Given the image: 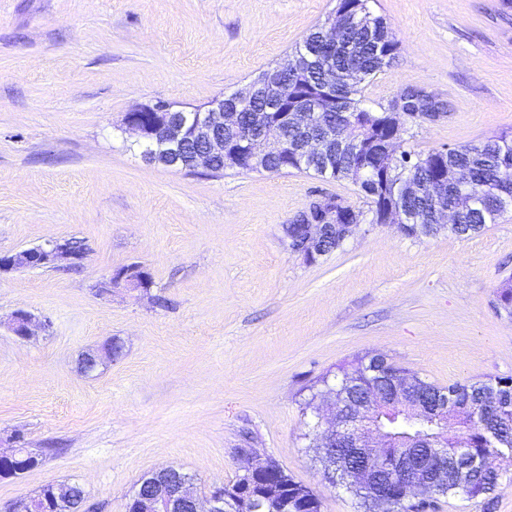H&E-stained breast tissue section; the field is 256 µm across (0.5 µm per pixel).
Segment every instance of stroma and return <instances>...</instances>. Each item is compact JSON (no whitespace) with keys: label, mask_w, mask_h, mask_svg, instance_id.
Masks as SVG:
<instances>
[{"label":"stroma","mask_w":512,"mask_h":512,"mask_svg":"<svg viewBox=\"0 0 512 512\" xmlns=\"http://www.w3.org/2000/svg\"><path fill=\"white\" fill-rule=\"evenodd\" d=\"M336 0H0V254L78 242L79 265L0 273V450L36 467L0 476V506L77 482L92 512H126L168 466L199 493L231 482L239 451L276 460L321 512H361L323 477L304 409L326 373L380 354L432 383L512 378V211L481 233L411 238L363 221L306 262L283 227L312 202L360 207L349 182L303 172L216 175L144 162L127 112L190 111L281 62ZM399 41L365 83L376 111L419 91L444 106L404 117L412 153L512 133V0H371ZM137 264L147 292L108 289ZM31 313L28 340L8 328ZM123 355L87 377L108 338ZM492 501L427 499L422 512H512V457ZM111 341L112 339L107 344H105L103 348V345H101V347L91 351H87L82 355L80 362L81 370L85 375L92 376L94 373L97 372L94 370L97 368L98 365H102L106 361L112 362V360L109 359L107 356V348ZM111 350L112 356L119 355V353L122 350V345L116 342L115 338H113Z\"/></svg>","instance_id":"stroma-1"}]
</instances>
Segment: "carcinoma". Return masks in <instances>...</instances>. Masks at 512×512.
<instances>
[{"label": "carcinoma", "instance_id": "obj_1", "mask_svg": "<svg viewBox=\"0 0 512 512\" xmlns=\"http://www.w3.org/2000/svg\"><path fill=\"white\" fill-rule=\"evenodd\" d=\"M370 0H345L344 13L337 18L343 27L342 38L336 52L319 53L321 26L309 31L284 62L269 67L258 75L262 82L274 77L288 80L295 74L297 80V104L302 107L319 109L323 122L344 128L356 143L367 145L379 137H390L404 130H395L386 123L385 115L372 113L370 123L356 119L363 111L361 84L373 79L390 67L398 50L399 42L389 23L371 11ZM335 69L342 81L336 86L333 100H323L317 86L322 79V69ZM408 103L414 104L412 111L421 112L426 104L440 112L443 105L427 101V95L411 91L405 96ZM243 120L275 139L288 145V155L294 154L302 133L278 123L277 111L265 100L256 101L243 113ZM330 164L318 162L312 167H302L300 171L317 177L336 181L348 180L358 186L364 194L371 212L390 202L404 212L416 217L418 224H438L441 222L435 208L439 202L432 198L429 185L438 176L447 172H464L468 175L467 187L460 188L448 184L444 201L455 209L458 223L448 225V232L457 237H468L481 232L486 225L497 223L498 219L512 207V135L501 134L479 144H464L453 148L430 151L417 158L403 152V158L396 170L386 174L385 183L374 186L361 180L358 175L362 166L383 167V158L372 151L364 156L361 152L341 151L336 144L328 147ZM290 169L287 155L274 153L267 157L257 172L279 173ZM334 212L329 221L336 224H354L362 210L334 197ZM366 369L365 358L358 359L352 369L340 370L334 376L320 380L323 389L314 392L305 402V408L316 410L315 399L329 391L343 386L346 380ZM426 387L436 391L454 394V402L441 412L433 424L426 426V435L433 438L435 448H471L483 456H492L504 451L512 452V378H495L472 383H453L446 387L426 383ZM381 423L390 433L388 447L381 449L370 458H362L340 447L335 451L319 447L317 431L309 430L304 438L316 453V460L323 464V474L330 483L344 487L357 500L363 512H371L368 496L351 488L344 478V469L362 464L370 466L377 484L383 485L392 478L390 466L396 452L404 448L420 447L416 433L390 424L387 417ZM271 480L285 486L288 512H321V502L307 486L295 481L281 466L271 474ZM62 488L70 495V500L58 512H82L87 497L82 486L76 482H64Z\"/></svg>", "mask_w": 512, "mask_h": 512}]
</instances>
